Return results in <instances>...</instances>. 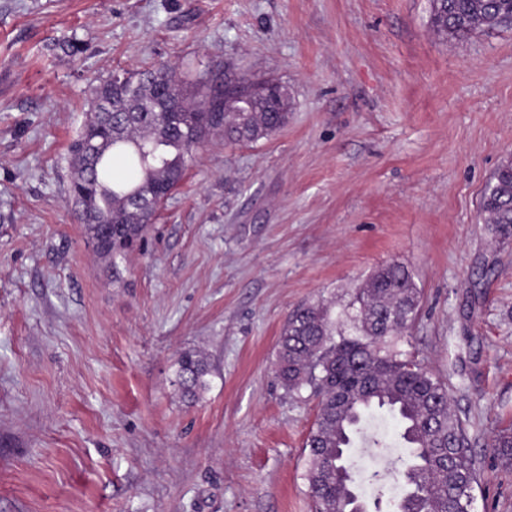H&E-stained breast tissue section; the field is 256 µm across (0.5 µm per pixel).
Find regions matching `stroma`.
I'll return each instance as SVG.
<instances>
[{
  "mask_svg": "<svg viewBox=\"0 0 512 512\" xmlns=\"http://www.w3.org/2000/svg\"><path fill=\"white\" fill-rule=\"evenodd\" d=\"M431 18L432 0H0V512H313L319 399L276 379L280 332L394 260L422 291L398 346L450 381L472 512H512L491 448L512 427V234L479 216L512 159V25L458 42ZM151 63L270 77L292 109L270 138L213 137L113 267L68 198L69 146L92 82ZM186 350L211 369L193 403ZM176 383L183 398L199 400L209 388L207 360L197 351L182 352L177 360Z\"/></svg>",
  "mask_w": 512,
  "mask_h": 512,
  "instance_id": "35a3bbf8",
  "label": "stroma"
}]
</instances>
